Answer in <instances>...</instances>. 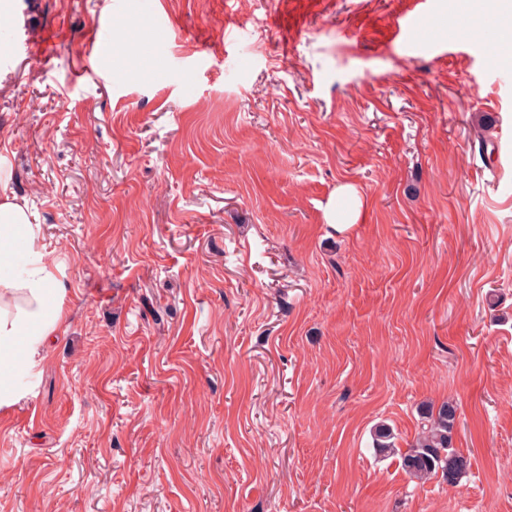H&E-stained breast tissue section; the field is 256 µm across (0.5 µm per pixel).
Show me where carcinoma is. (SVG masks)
<instances>
[{
  "label": "carcinoma",
  "mask_w": 512,
  "mask_h": 512,
  "mask_svg": "<svg viewBox=\"0 0 512 512\" xmlns=\"http://www.w3.org/2000/svg\"><path fill=\"white\" fill-rule=\"evenodd\" d=\"M456 409L443 403L438 409L431 407L424 413L422 435L404 454L402 462L406 472L418 480L437 474L454 486L471 467L469 457L453 448V429Z\"/></svg>",
  "instance_id": "carcinoma-1"
}]
</instances>
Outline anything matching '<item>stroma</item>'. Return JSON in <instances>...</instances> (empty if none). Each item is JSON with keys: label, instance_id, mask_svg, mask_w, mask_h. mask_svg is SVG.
<instances>
[{"label": "stroma", "instance_id": "stroma-1", "mask_svg": "<svg viewBox=\"0 0 512 512\" xmlns=\"http://www.w3.org/2000/svg\"><path fill=\"white\" fill-rule=\"evenodd\" d=\"M118 3L19 0L5 35L73 51L0 58L7 190L68 289L0 407V512H512V60L464 39L505 13L159 0L148 59ZM98 24L112 59L75 74ZM448 401L453 487L401 459ZM157 16L153 15L150 17L152 22L142 43V50L144 52H151L159 42L166 40L170 36L174 28L170 22H157Z\"/></svg>", "mask_w": 512, "mask_h": 512}]
</instances>
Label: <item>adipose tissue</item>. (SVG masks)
<instances>
[{
	"mask_svg": "<svg viewBox=\"0 0 512 512\" xmlns=\"http://www.w3.org/2000/svg\"><path fill=\"white\" fill-rule=\"evenodd\" d=\"M11 178L0 153V405L17 397V379L37 368L66 317L62 269L49 260L27 200L5 193Z\"/></svg>",
	"mask_w": 512,
	"mask_h": 512,
	"instance_id": "adipose-tissue-1",
	"label": "adipose tissue"
}]
</instances>
